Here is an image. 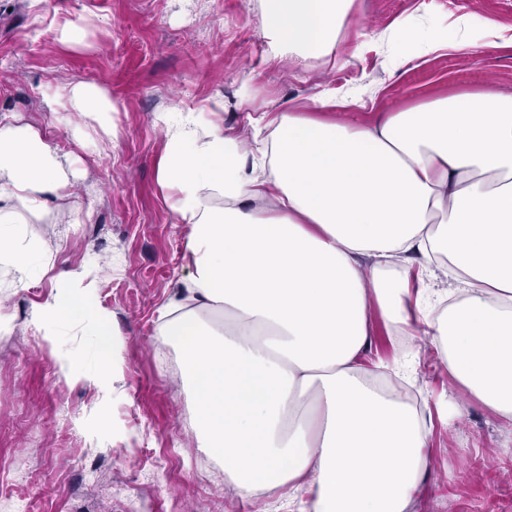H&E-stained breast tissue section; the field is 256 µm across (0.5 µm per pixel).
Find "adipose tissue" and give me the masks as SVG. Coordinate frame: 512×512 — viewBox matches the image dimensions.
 <instances>
[{"instance_id": "obj_1", "label": "adipose tissue", "mask_w": 512, "mask_h": 512, "mask_svg": "<svg viewBox=\"0 0 512 512\" xmlns=\"http://www.w3.org/2000/svg\"><path fill=\"white\" fill-rule=\"evenodd\" d=\"M356 0H263L273 57L332 54ZM410 63L488 47L490 22L410 18L389 30ZM295 112L252 117L262 148L225 133L214 97L155 116L160 179L189 228L187 295L160 341L184 350L199 445L245 496L286 486L306 512H407L429 466L425 419L374 385L369 311L421 336L449 377L512 425V92L483 88L354 124ZM63 109L108 125L96 84L63 86ZM74 159L16 115L0 114V266L29 287L37 245L22 227L90 217ZM445 258L447 288L432 287Z\"/></svg>"}]
</instances>
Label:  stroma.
<instances>
[{
	"mask_svg": "<svg viewBox=\"0 0 512 512\" xmlns=\"http://www.w3.org/2000/svg\"><path fill=\"white\" fill-rule=\"evenodd\" d=\"M421 0H357L349 40L332 62L297 65L272 58L261 31V0H0V113L14 112L62 152L74 154L76 192L91 209L83 224L58 218L29 224L28 238L53 266L27 288L0 269V312L13 321L0 334V478L30 512H299L301 500L278 488L273 497H242L221 466L200 448L183 351L158 342L159 315L183 297L191 271L187 228L159 181L165 139L161 111L224 99L227 130L246 133L260 112L309 105L326 93L375 95L349 121L495 86L512 92V45L430 54L393 65L378 35L416 13ZM427 23L447 25L470 13L512 28V0H429ZM82 42L62 37L69 22ZM86 81L103 87L116 107L113 135L92 118L53 107L60 87ZM82 127L85 146L73 139ZM101 273L87 289L86 321L32 316L65 292L70 272L89 259ZM106 317L118 359L101 369L91 323ZM369 358L414 354L408 384L430 415V466L408 512H512V427L448 377L438 353L417 339L390 334L379 313L369 321ZM80 357L64 374L65 356ZM446 416H437L438 404Z\"/></svg>",
	"mask_w": 512,
	"mask_h": 512,
	"instance_id": "stroma-1",
	"label": "stroma"
}]
</instances>
